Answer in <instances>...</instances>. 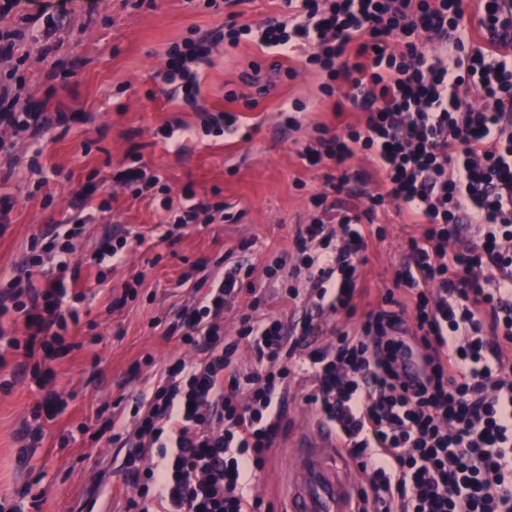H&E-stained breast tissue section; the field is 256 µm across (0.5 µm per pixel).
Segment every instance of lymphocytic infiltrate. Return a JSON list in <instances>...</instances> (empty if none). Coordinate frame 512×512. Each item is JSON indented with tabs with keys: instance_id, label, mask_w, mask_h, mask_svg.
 Segmentation results:
<instances>
[{
	"instance_id": "lymphocytic-infiltrate-1",
	"label": "lymphocytic infiltrate",
	"mask_w": 512,
	"mask_h": 512,
	"mask_svg": "<svg viewBox=\"0 0 512 512\" xmlns=\"http://www.w3.org/2000/svg\"><path fill=\"white\" fill-rule=\"evenodd\" d=\"M287 20L230 24L174 45L161 76L168 95L196 104L198 70L217 44L247 39L327 72L325 95L356 118L298 156L338 170L320 218L289 244L304 288H281L286 258L266 268L268 288L245 287L250 268L225 264L192 305L166 321V339L190 346L144 386L129 420L79 425L93 442L125 448L113 499L124 512H257L253 493L287 412L290 361L305 353L306 401L333 427L361 474L362 512H512V11L485 0L464 22L462 0H285ZM64 114L16 111L0 90V127L38 137ZM366 156L380 175L367 207L348 202ZM393 206L419 232L377 305L357 307L355 282L368 262L363 224ZM159 240L188 229L204 199L165 197ZM88 216L56 226L27 264L43 287L13 278L0 287V370L18 355L41 398L18 432L28 459L46 425L68 407L55 388L65 331L78 326L80 264L68 241ZM240 308L233 338L224 312ZM343 315L328 327L324 313ZM332 343L316 346L323 335ZM254 360L244 369L241 354Z\"/></svg>"
}]
</instances>
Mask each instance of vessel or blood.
<instances>
[{
	"instance_id": "1",
	"label": "vessel or blood",
	"mask_w": 512,
	"mask_h": 512,
	"mask_svg": "<svg viewBox=\"0 0 512 512\" xmlns=\"http://www.w3.org/2000/svg\"><path fill=\"white\" fill-rule=\"evenodd\" d=\"M283 512H357L359 486L329 433L294 440Z\"/></svg>"
}]
</instances>
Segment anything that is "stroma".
<instances>
[{
	"instance_id": "stroma-1",
	"label": "stroma",
	"mask_w": 512,
	"mask_h": 512,
	"mask_svg": "<svg viewBox=\"0 0 512 512\" xmlns=\"http://www.w3.org/2000/svg\"><path fill=\"white\" fill-rule=\"evenodd\" d=\"M234 13L240 22L260 25L283 18L287 9L283 0H240L216 9L201 0H143L138 7L132 0H0V76H11L17 110L76 115L35 140L0 128L18 159L13 165L0 156V198L16 201L9 224L0 226V280L22 275L32 237L51 238L55 224L73 215L75 195L85 188V210L95 221L72 239L76 255L91 256L106 234L128 238L122 262L100 265V292L78 305L83 347L56 367V387L69 394L68 408L26 463L17 461L15 435L40 394L22 374L11 393L0 392V496L27 485L43 497L40 512H75L100 471L120 480L124 449L82 436L62 448V429L94 423L97 410L116 401L130 409L142 380L192 357L188 346L166 341L152 322L191 304L203 275H220L216 260H243L254 268L253 282L261 283L296 226L320 213L313 198L326 192L332 169L305 167L297 151L316 141L320 130H341L336 97L320 90L326 72L289 66L244 41L233 49L214 47L199 73L198 106L161 91L168 50L224 25ZM294 101L303 107L296 129L286 113ZM202 107L237 115L235 131L205 133ZM176 125L181 131L174 141L167 133ZM135 158L160 178L140 198L112 182ZM186 192L224 204L231 220L212 221L202 212L190 232L158 242L153 226L161 200ZM374 227L380 235L372 240L362 282L371 302L389 285L405 240L416 232L391 207L379 213ZM244 241L251 247L243 253L238 246ZM137 278L142 284L136 299L113 308V299ZM309 388L302 377L290 385L288 437L318 426L303 400ZM288 464V448H276L256 496L280 503Z\"/></svg>"
}]
</instances>
